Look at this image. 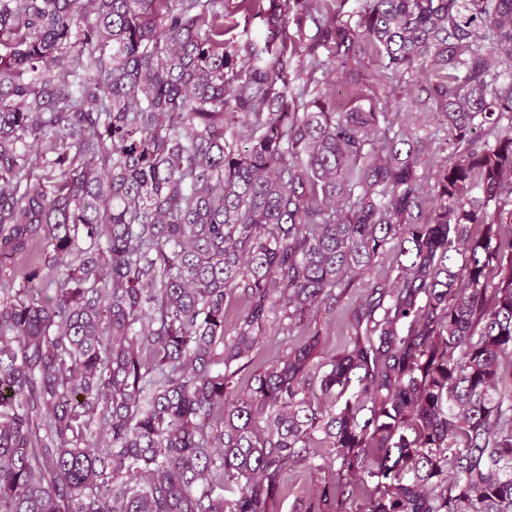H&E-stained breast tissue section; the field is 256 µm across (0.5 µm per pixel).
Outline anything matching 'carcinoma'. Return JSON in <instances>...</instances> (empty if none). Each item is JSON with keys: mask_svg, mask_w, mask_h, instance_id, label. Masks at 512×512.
<instances>
[{"mask_svg": "<svg viewBox=\"0 0 512 512\" xmlns=\"http://www.w3.org/2000/svg\"><path fill=\"white\" fill-rule=\"evenodd\" d=\"M244 2L228 49L217 0H0V512H275L297 469L302 512H512V0ZM367 51L427 71L430 198L395 113L293 92ZM389 245L336 356L253 368ZM241 0H220L224 9V44L228 47L242 43L247 37L259 38L265 31L263 19L248 13ZM408 113L400 115L395 129L401 128L407 135L426 138L430 143L429 153L425 154L422 159L419 170L425 176L428 195H431L430 187L434 184L433 173L448 166V155L450 153V150H448V123L435 107ZM324 483V472L295 471L288 485V493L278 501L276 510L278 512H299L308 499L315 497L320 492Z\"/></svg>", "mask_w": 512, "mask_h": 512, "instance_id": "cac0c4a2", "label": "carcinoma"}]
</instances>
